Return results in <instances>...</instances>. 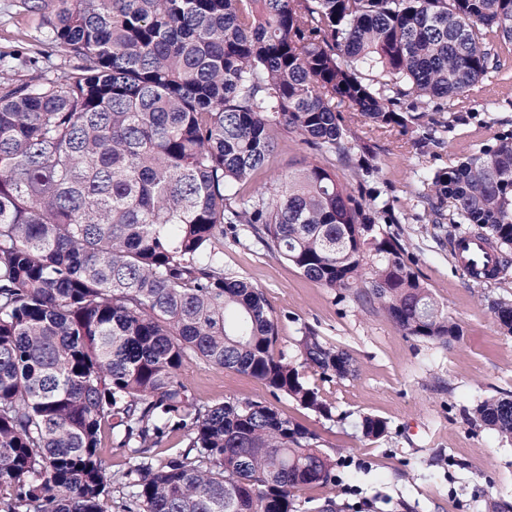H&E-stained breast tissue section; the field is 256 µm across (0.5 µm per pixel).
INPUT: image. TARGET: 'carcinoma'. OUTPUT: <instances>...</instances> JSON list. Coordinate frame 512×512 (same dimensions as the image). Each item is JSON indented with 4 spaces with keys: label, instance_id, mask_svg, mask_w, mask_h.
I'll return each mask as SVG.
<instances>
[{
    "label": "carcinoma",
    "instance_id": "obj_1",
    "mask_svg": "<svg viewBox=\"0 0 512 512\" xmlns=\"http://www.w3.org/2000/svg\"><path fill=\"white\" fill-rule=\"evenodd\" d=\"M43 39L0 49V512H302L305 491L354 481L317 434L269 399L194 403L193 361L260 380L326 418L300 368L326 378L356 360L306 328L297 363L275 352L261 290L224 274V225L331 289L366 286L406 335L459 336L393 236L388 210L332 166L347 123L408 129L494 70L512 0H20ZM60 60L49 74L41 60ZM326 164L244 186L282 134ZM453 243L479 232L512 266V132L466 161L420 169ZM512 335V304L497 302ZM474 419L512 439V397ZM129 466L108 472L104 428ZM362 436L383 437L365 415ZM171 430L185 446L158 458Z\"/></svg>",
    "mask_w": 512,
    "mask_h": 512
}]
</instances>
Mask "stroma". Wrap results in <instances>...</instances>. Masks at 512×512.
Here are the masks:
<instances>
[{"instance_id": "35a3bbf8", "label": "stroma", "mask_w": 512, "mask_h": 512, "mask_svg": "<svg viewBox=\"0 0 512 512\" xmlns=\"http://www.w3.org/2000/svg\"><path fill=\"white\" fill-rule=\"evenodd\" d=\"M19 0H0V47L31 43L43 33L39 16L24 12ZM498 69L465 105L449 103L445 125L420 120L424 144L410 136L370 133L367 124L350 123V140L370 147L369 161L379 172L370 178L344 165L337 178L353 192L376 191L390 208L379 215L381 231L396 235L413 270L443 306L460 334L442 345L405 335L361 291L332 290L311 281L245 232L224 231V272L260 288L278 325L277 351L296 359L305 328L350 351L356 376L322 379L304 369L306 381L331 406L324 418L288 400L277 406L316 433L322 449L359 468L352 488L315 487L311 499L335 497L337 503L367 502L369 512H497L512 503V441L469 419L477 402L512 395V335L495 321V301H512V272L479 282L455 264L449 245L423 196L415 172L442 169L476 154L499 133L512 130V50L495 48ZM317 157L294 135H285L277 156L252 182L268 186L296 162ZM184 378L195 403L268 396L250 375L191 364ZM364 414L386 419L381 439H362L355 424Z\"/></svg>"}]
</instances>
